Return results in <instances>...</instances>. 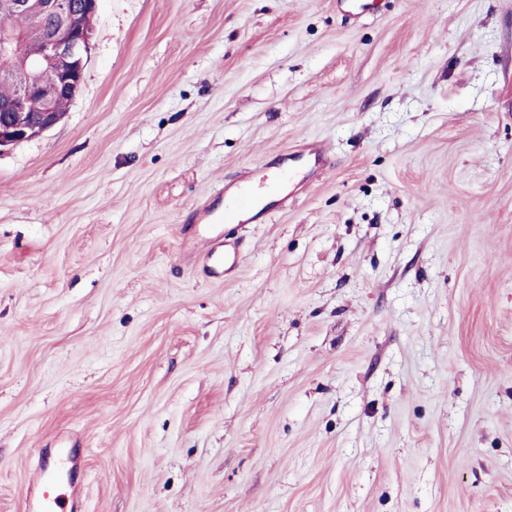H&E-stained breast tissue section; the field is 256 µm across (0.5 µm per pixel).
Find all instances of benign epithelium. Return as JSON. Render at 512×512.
Listing matches in <instances>:
<instances>
[{"instance_id": "benign-epithelium-1", "label": "benign epithelium", "mask_w": 512, "mask_h": 512, "mask_svg": "<svg viewBox=\"0 0 512 512\" xmlns=\"http://www.w3.org/2000/svg\"><path fill=\"white\" fill-rule=\"evenodd\" d=\"M97 0H0V13H38L48 19L39 34L41 51H28L30 35L0 34V82L14 92L0 100V152L36 138L64 117L62 97L74 99L84 77L90 50V18ZM39 110L31 111L32 102Z\"/></svg>"}]
</instances>
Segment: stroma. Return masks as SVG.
<instances>
[{
  "label": "stroma",
  "mask_w": 512,
  "mask_h": 512,
  "mask_svg": "<svg viewBox=\"0 0 512 512\" xmlns=\"http://www.w3.org/2000/svg\"><path fill=\"white\" fill-rule=\"evenodd\" d=\"M60 450L65 512H512V0H99L0 151V512ZM259 190L250 174L241 176L231 190L224 192L222 210L209 205L195 212L193 224H200V236L208 248L199 253L194 264L202 267L211 278H221L236 268L237 244L230 240L224 225L263 223L267 220L269 206L258 200Z\"/></svg>",
  "instance_id": "35a3bbf8"
}]
</instances>
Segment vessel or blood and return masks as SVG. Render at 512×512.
<instances>
[{
	"label": "vessel or blood",
	"instance_id": "b4317fda",
	"mask_svg": "<svg viewBox=\"0 0 512 512\" xmlns=\"http://www.w3.org/2000/svg\"><path fill=\"white\" fill-rule=\"evenodd\" d=\"M268 213V206L259 201V190L252 176H241L232 189L225 192L223 208L207 206L196 211L195 221L208 248L195 257V264L212 278L232 272L236 267L237 244L229 237L228 225L262 223Z\"/></svg>",
	"mask_w": 512,
	"mask_h": 512
}]
</instances>
